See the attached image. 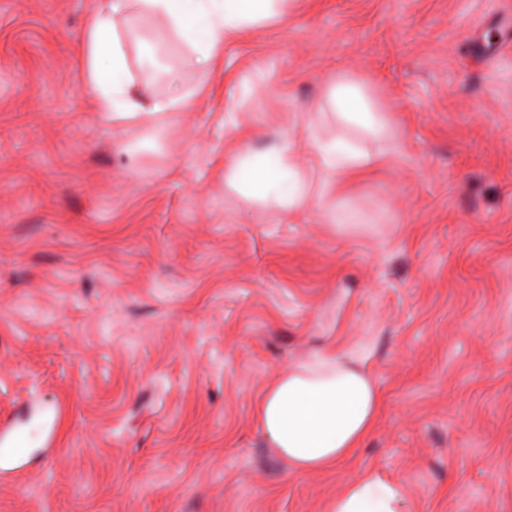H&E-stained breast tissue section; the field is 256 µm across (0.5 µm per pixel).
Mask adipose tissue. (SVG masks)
Wrapping results in <instances>:
<instances>
[{"label": "adipose tissue", "instance_id": "obj_1", "mask_svg": "<svg viewBox=\"0 0 512 512\" xmlns=\"http://www.w3.org/2000/svg\"><path fill=\"white\" fill-rule=\"evenodd\" d=\"M127 0H99V7L77 41L86 63L89 89L101 112L118 118L140 112L129 94L127 40L115 19ZM143 8L164 21L197 55L202 82H209L224 42L255 24L287 14L289 0H141ZM327 101L342 136L325 141L307 132L310 170L325 174L322 192L365 174L372 156L361 145L365 136L380 137L389 117L367 85L337 75ZM297 144L285 140L259 156L237 150L226 157L224 179L246 202H273L292 213L311 199L309 172L296 163ZM383 403L371 376L348 356L333 352L290 367L256 398L254 415L279 456L299 474L335 469L351 459L373 431ZM401 484L375 469L350 480L330 512H402Z\"/></svg>", "mask_w": 512, "mask_h": 512}]
</instances>
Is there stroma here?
<instances>
[{
	"label": "stroma",
	"instance_id": "stroma-1",
	"mask_svg": "<svg viewBox=\"0 0 512 512\" xmlns=\"http://www.w3.org/2000/svg\"><path fill=\"white\" fill-rule=\"evenodd\" d=\"M97 3L0 0V413L66 406L0 512H328L372 468L402 512H512V0H295L206 85L131 0L126 120L75 54ZM340 73L390 114L376 167L292 223L245 204L238 128L254 152L334 138L309 106ZM331 349L381 414L349 463L297 474L254 402Z\"/></svg>",
	"mask_w": 512,
	"mask_h": 512
}]
</instances>
